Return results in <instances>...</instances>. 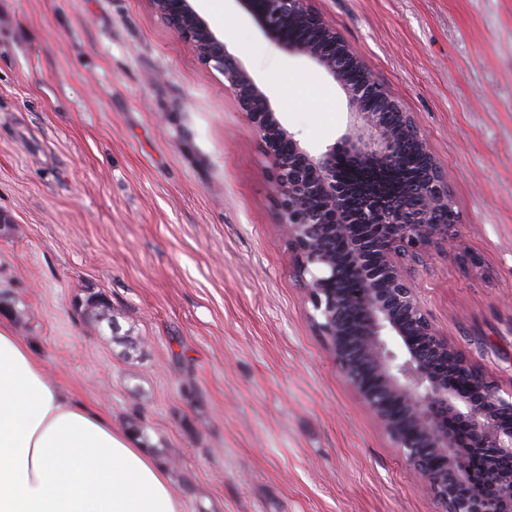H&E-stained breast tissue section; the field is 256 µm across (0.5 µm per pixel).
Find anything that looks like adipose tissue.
Instances as JSON below:
<instances>
[{
  "label": "adipose tissue",
  "mask_w": 512,
  "mask_h": 512,
  "mask_svg": "<svg viewBox=\"0 0 512 512\" xmlns=\"http://www.w3.org/2000/svg\"><path fill=\"white\" fill-rule=\"evenodd\" d=\"M0 512H182L169 473L0 321Z\"/></svg>",
  "instance_id": "ef3b65f1"
}]
</instances>
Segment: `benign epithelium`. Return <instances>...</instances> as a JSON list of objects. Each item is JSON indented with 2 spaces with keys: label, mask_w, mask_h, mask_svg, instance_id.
Instances as JSON below:
<instances>
[{
  "label": "benign epithelium",
  "mask_w": 512,
  "mask_h": 512,
  "mask_svg": "<svg viewBox=\"0 0 512 512\" xmlns=\"http://www.w3.org/2000/svg\"><path fill=\"white\" fill-rule=\"evenodd\" d=\"M241 3L267 36L322 67L346 90L353 127L325 151L310 153L282 126L267 96L191 0H153L200 62L224 73L240 111L264 143L279 224L341 375L402 450L439 512H512V392L502 393L439 333L402 265L405 255L457 235L446 173L432 159L410 113L370 76L348 80L345 72L361 65L360 59L309 0ZM296 30L318 31L332 47L299 39ZM408 134L422 155L424 179L397 206L385 207L364 194L351 210L354 190L341 164L392 166ZM334 240L349 252L359 282L356 294L342 284ZM391 340L400 342L399 351L389 347ZM465 448H483L491 461L483 475L485 494L467 492L474 479Z\"/></svg>",
  "instance_id": "obj_1"
}]
</instances>
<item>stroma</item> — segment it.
<instances>
[{"mask_svg":"<svg viewBox=\"0 0 512 512\" xmlns=\"http://www.w3.org/2000/svg\"><path fill=\"white\" fill-rule=\"evenodd\" d=\"M202 17L318 153L343 88L236 0ZM420 126L456 239L405 264L512 390V0H309ZM0 297L65 389L138 422L183 512H438L340 374L233 90L151 0H0ZM104 292L133 348L74 312Z\"/></svg>","mask_w":512,"mask_h":512,"instance_id":"1","label":"stroma"}]
</instances>
